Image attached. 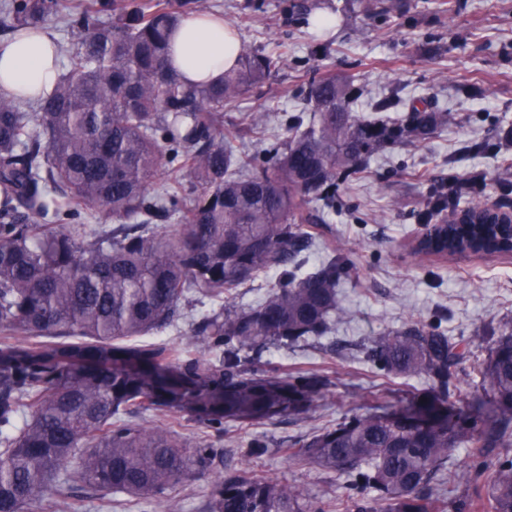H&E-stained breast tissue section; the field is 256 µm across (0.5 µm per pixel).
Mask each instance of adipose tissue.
I'll return each instance as SVG.
<instances>
[{"label": "adipose tissue", "instance_id": "ef3b65f1", "mask_svg": "<svg viewBox=\"0 0 512 512\" xmlns=\"http://www.w3.org/2000/svg\"><path fill=\"white\" fill-rule=\"evenodd\" d=\"M241 41L222 18L185 15L172 40L171 64L191 83L223 80L240 51ZM60 77V57L50 30H26L0 40V96L32 102L51 91Z\"/></svg>", "mask_w": 512, "mask_h": 512}]
</instances>
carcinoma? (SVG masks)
I'll use <instances>...</instances> for the list:
<instances>
[{
	"label": "carcinoma",
	"instance_id": "carcinoma-1",
	"mask_svg": "<svg viewBox=\"0 0 512 512\" xmlns=\"http://www.w3.org/2000/svg\"><path fill=\"white\" fill-rule=\"evenodd\" d=\"M197 0L146 4L91 0L70 15L75 41L53 91L36 106L0 98V512H29L60 476L96 491L160 497L191 480L217 453L192 448L174 427L124 420L177 409L217 433L306 412L327 379L258 370L254 355L321 336L339 307L344 271L330 255L302 274L312 234L307 213L336 204V181L359 174L388 146L426 139L448 120L415 103L392 118L381 102L354 113L351 76L314 77L301 90L313 118L257 154L236 142L225 110L266 83L282 63L241 51L216 85H188L171 68L174 25ZM62 0H5L0 25L37 28ZM110 14L113 22L101 21ZM176 182L150 193L154 178ZM468 222L428 241L418 255L504 250L509 228L488 224L485 203ZM108 217L115 225L100 223ZM174 217L169 235L155 221ZM136 223L130 224L128 220ZM279 272L247 307H221L196 323L215 364L163 343L135 339L171 326L186 294L221 299ZM366 358L395 376H424L409 400L423 424L390 413L355 414L308 435L291 455L352 477L346 512H512V457L498 460L475 497L434 495L454 449L484 474L483 458L512 447V320L473 367L482 398L448 427L454 367L468 345L431 324L410 323L364 343ZM367 489L371 500L360 497ZM206 512H325L294 487L250 473L215 482Z\"/></svg>",
	"mask_w": 512,
	"mask_h": 512
}]
</instances>
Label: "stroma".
Returning a JSON list of instances; mask_svg holds the SVG:
<instances>
[{
  "label": "stroma",
  "mask_w": 512,
  "mask_h": 512,
  "mask_svg": "<svg viewBox=\"0 0 512 512\" xmlns=\"http://www.w3.org/2000/svg\"><path fill=\"white\" fill-rule=\"evenodd\" d=\"M245 3L200 0L203 11L223 16L243 47L285 57L231 111L236 121L259 125L243 144L246 153L265 148L289 116L310 118L299 91L327 72L354 77L355 111L386 98H422L448 121L427 139L383 149L363 174L339 181L335 209L311 228L310 262L332 252L347 260L340 308L323 336L270 348L256 361L262 369L328 373L330 386L307 412L253 425L230 421L219 433L170 411L166 420L183 440L205 438L223 450L192 481L163 498L51 487L32 512H204L215 481L244 471L294 485L314 503L340 502L348 494L345 475L290 456L291 443L352 415L406 404L428 385L421 376L386 375L364 360L357 342L412 322L433 324L467 343L475 361L487 355L486 328L512 319V257L421 260L411 250L424 225L450 216L436 205V188L450 176L481 177L482 198L512 209V148L505 144L512 130V0H405L403 13L371 18L361 0H265L260 12ZM325 14L334 24L322 29ZM257 445L266 453L249 456ZM469 462L468 447L453 451L437 476L440 495L463 500L472 493L458 479Z\"/></svg>",
  "instance_id": "stroma-1"
}]
</instances>
